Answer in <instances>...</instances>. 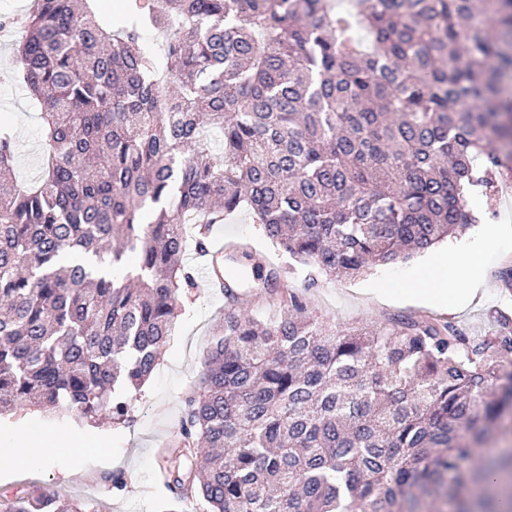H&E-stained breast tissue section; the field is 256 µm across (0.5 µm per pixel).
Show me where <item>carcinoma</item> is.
I'll return each mask as SVG.
<instances>
[{
    "label": "carcinoma",
    "mask_w": 512,
    "mask_h": 512,
    "mask_svg": "<svg viewBox=\"0 0 512 512\" xmlns=\"http://www.w3.org/2000/svg\"><path fill=\"white\" fill-rule=\"evenodd\" d=\"M20 27L45 165L18 183L0 129V415L131 421L195 286L183 257L207 246L188 217L246 212L296 262L353 276L481 222L469 198L512 172V0H126L117 18L31 0ZM317 283L268 319L224 279L169 489L205 512H512V450L466 464L512 416V324L331 331ZM4 512L82 510L40 490Z\"/></svg>",
    "instance_id": "1"
}]
</instances>
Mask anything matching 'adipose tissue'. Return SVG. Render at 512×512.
I'll use <instances>...</instances> for the list:
<instances>
[{
  "mask_svg": "<svg viewBox=\"0 0 512 512\" xmlns=\"http://www.w3.org/2000/svg\"><path fill=\"white\" fill-rule=\"evenodd\" d=\"M480 263V256L468 250L457 252L452 257L442 253L434 254L409 284L408 293L411 297L441 306L451 304L454 292L450 284L456 274Z\"/></svg>",
  "mask_w": 512,
  "mask_h": 512,
  "instance_id": "adipose-tissue-1",
  "label": "adipose tissue"
}]
</instances>
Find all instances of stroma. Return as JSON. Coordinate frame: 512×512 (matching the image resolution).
Here are the masks:
<instances>
[{
	"label": "stroma",
	"instance_id": "obj_1",
	"mask_svg": "<svg viewBox=\"0 0 512 512\" xmlns=\"http://www.w3.org/2000/svg\"><path fill=\"white\" fill-rule=\"evenodd\" d=\"M17 70L10 47L0 41V124L11 128L16 137L18 180L33 183L40 179L43 167L41 106L17 82ZM470 205L484 212L486 224L501 225L504 231L489 241L475 228L441 243L444 251L463 246L483 255L479 267L458 278L454 307L422 303L405 294L390 300L373 297V289L408 282L426 260L420 254L372 266L356 278H320L308 293L315 314L340 330L376 327L403 314L453 322L473 338L497 331L501 316L512 317V290L503 288L498 278L503 266L512 265V196L501 189L490 201L476 194ZM212 230L230 234L234 241L271 257L287 284L300 286L302 266L269 246L247 214L213 225ZM176 307L165 352L132 406L130 424L103 422L92 427L72 415L36 408L0 417V451L10 456L27 454L20 438L27 428L58 442L47 465L28 470L0 466V505L16 495L47 489L82 503L86 512H203L199 502L177 499L162 487L157 472L165 458L180 452L183 400L203 371L213 330L224 316V299L199 282L179 292ZM114 471L124 472L127 478L123 491H114L104 480L105 474Z\"/></svg>",
	"mask_w": 512,
	"mask_h": 512
}]
</instances>
